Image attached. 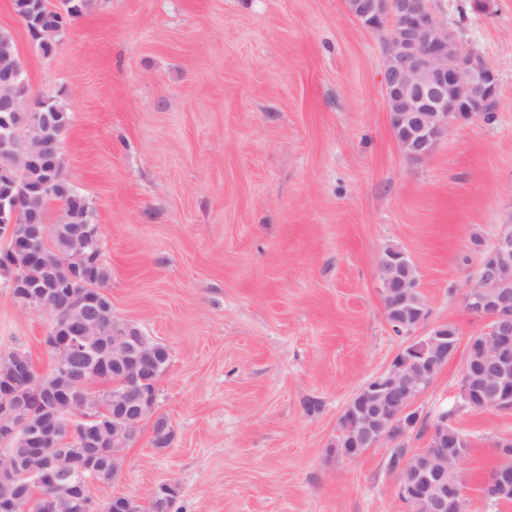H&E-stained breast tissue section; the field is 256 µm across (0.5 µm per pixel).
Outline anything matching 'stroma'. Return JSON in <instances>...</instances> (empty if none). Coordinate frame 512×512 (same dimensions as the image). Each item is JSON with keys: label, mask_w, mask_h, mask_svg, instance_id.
<instances>
[{"label": "stroma", "mask_w": 512, "mask_h": 512, "mask_svg": "<svg viewBox=\"0 0 512 512\" xmlns=\"http://www.w3.org/2000/svg\"><path fill=\"white\" fill-rule=\"evenodd\" d=\"M435 2L498 70V101L411 160L387 122L381 36L344 0H97L47 57L0 0L34 97L71 115L66 173L93 209L112 314L169 351L156 412L173 441L157 450L144 422L97 502L169 482L173 512H409L388 445L334 448L351 396L426 333L393 331L378 259L405 252L428 324L465 341L482 323L462 297L512 220V0ZM48 327L0 277V347L46 371ZM460 370L420 406L471 440L468 512H512L481 492L512 410L463 407Z\"/></svg>", "instance_id": "35a3bbf8"}]
</instances>
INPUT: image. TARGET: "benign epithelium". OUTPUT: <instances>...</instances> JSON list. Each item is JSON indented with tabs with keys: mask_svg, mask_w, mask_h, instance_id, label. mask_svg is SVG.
<instances>
[{
	"mask_svg": "<svg viewBox=\"0 0 512 512\" xmlns=\"http://www.w3.org/2000/svg\"><path fill=\"white\" fill-rule=\"evenodd\" d=\"M345 8L364 27L381 34L385 110L390 129L407 158L427 157L452 127L483 117L486 104L497 100L496 69L440 18L433 0H345ZM27 91L24 69L0 75V233L11 244L9 257L0 266L7 270V286L16 304L51 318L43 344L55 354L52 369L57 387L52 391L27 383L22 380L23 367L6 364L0 370V440H12L25 427L27 412L35 406L45 420L43 427L32 430L38 444H43L58 427H68L67 440L56 448L62 465L56 467L58 474L52 480L42 512H55L62 504L73 512H99L89 486L103 483L101 472L95 467L103 449L90 436V427L107 422L121 445L134 442L137 430L148 420L147 409L154 402L138 386L141 375L154 369V356L143 346H133L126 329L114 325L109 345L112 367L127 374L131 388L125 394L112 395V414L106 419L73 414L72 407L80 399L76 387L86 384L88 375L76 373L69 358L98 347L105 311L97 308L98 297L85 272L51 256L46 246L65 232L73 254L96 258L97 240L82 228L67 229L63 223L43 219L40 203L44 198L73 194L76 189L62 183L59 177L65 167L61 148L65 123L54 112L40 111L38 105L18 109L16 99ZM51 150L54 167L41 179L18 185L11 178L16 163L41 167ZM489 252V258L478 268V286L462 297L465 310L484 322L485 328L466 343L459 397L475 408L500 410L512 406V295L494 293L491 288L512 267V226H500ZM33 262L46 270L40 280L27 276ZM405 266L406 254L401 251L378 260L380 281H400L393 304L400 314L414 310L413 290L419 287L417 275H402ZM59 288H68L74 294L69 305H57ZM428 334V338H418L421 350L408 348L417 352L421 361L415 363L398 352L385 371L362 384L347 402L342 416L350 422L355 435L353 452L346 458L354 459L363 448L380 442L394 446L395 439L382 432L380 416L398 426L408 422V415L418 407L421 396L457 355L459 343L448 341L441 325L431 327ZM472 355L484 358L495 369L493 383L486 394L476 399L472 397L468 371ZM77 418L92 426L77 429L73 424ZM495 446L500 448L499 465L488 480L487 496L496 501L511 499L512 452L502 451L506 447L503 440ZM41 453L40 447L31 449L26 461L0 456V476L4 478L0 512H16L9 482L27 485L31 480L43 479L32 464ZM77 457L86 463V482L73 480L68 470ZM451 459L446 446L432 454L418 456L410 451L392 458L391 472L415 473L408 486L398 488L410 512H461L465 489L450 490L442 483Z\"/></svg>",
	"mask_w": 512,
	"mask_h": 512,
	"instance_id": "benign-epithelium-1",
	"label": "benign epithelium"
}]
</instances>
